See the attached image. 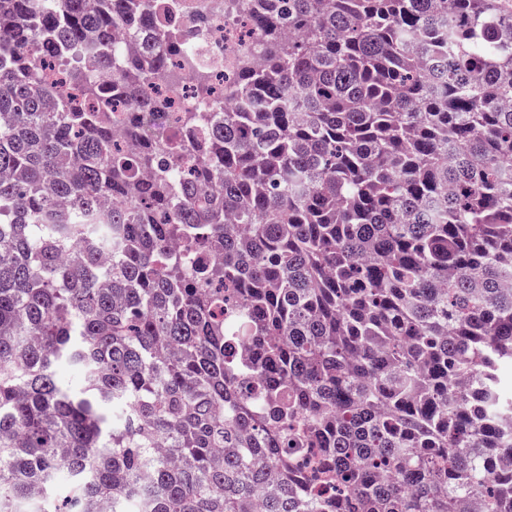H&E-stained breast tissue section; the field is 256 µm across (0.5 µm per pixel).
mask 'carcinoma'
<instances>
[{"label": "carcinoma", "instance_id": "carcinoma-1", "mask_svg": "<svg viewBox=\"0 0 512 512\" xmlns=\"http://www.w3.org/2000/svg\"><path fill=\"white\" fill-rule=\"evenodd\" d=\"M258 3L0 0V512H512V0ZM225 0H157L177 5L176 27L182 38L196 46L214 83L232 69L238 47L248 43L238 17L224 14ZM242 40V43L241 42ZM193 78L190 74L177 84L165 83L160 89L161 97L168 99L173 112L170 113L173 119H177L181 112L186 110H201L208 112L210 104L198 99L194 93Z\"/></svg>", "mask_w": 512, "mask_h": 512}]
</instances>
